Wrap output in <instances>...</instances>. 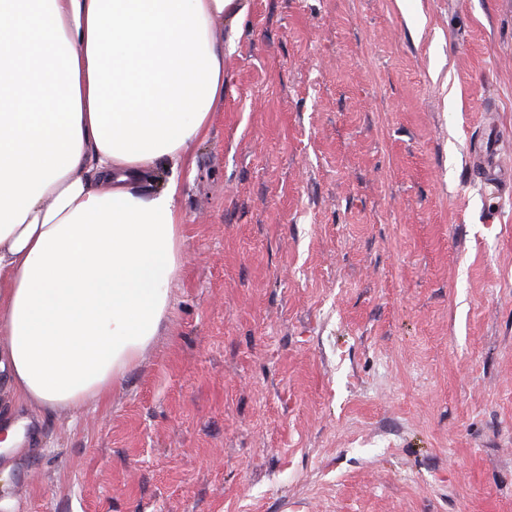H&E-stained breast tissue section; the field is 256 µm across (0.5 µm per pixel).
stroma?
<instances>
[{
    "mask_svg": "<svg viewBox=\"0 0 512 512\" xmlns=\"http://www.w3.org/2000/svg\"><path fill=\"white\" fill-rule=\"evenodd\" d=\"M512 0H248L185 261L13 512H512Z\"/></svg>",
    "mask_w": 512,
    "mask_h": 512,
    "instance_id": "1",
    "label": "stroma"
}]
</instances>
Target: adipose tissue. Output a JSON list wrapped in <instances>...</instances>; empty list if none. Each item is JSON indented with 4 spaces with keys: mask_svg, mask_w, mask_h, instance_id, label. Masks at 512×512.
<instances>
[{
    "mask_svg": "<svg viewBox=\"0 0 512 512\" xmlns=\"http://www.w3.org/2000/svg\"><path fill=\"white\" fill-rule=\"evenodd\" d=\"M246 9L0 0V373L17 404L78 410L157 336L184 263L173 173L224 96L217 30Z\"/></svg>",
    "mask_w": 512,
    "mask_h": 512,
    "instance_id": "ef3b65f1",
    "label": "adipose tissue"
}]
</instances>
